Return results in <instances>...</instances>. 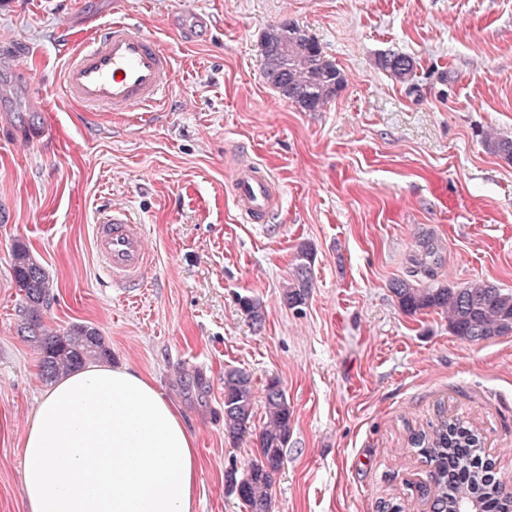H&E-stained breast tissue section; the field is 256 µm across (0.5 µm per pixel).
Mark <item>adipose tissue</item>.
I'll use <instances>...</instances> for the list:
<instances>
[{
    "instance_id": "1",
    "label": "adipose tissue",
    "mask_w": 512,
    "mask_h": 512,
    "mask_svg": "<svg viewBox=\"0 0 512 512\" xmlns=\"http://www.w3.org/2000/svg\"><path fill=\"white\" fill-rule=\"evenodd\" d=\"M24 512H194L201 457L143 374L95 364L58 379L22 441Z\"/></svg>"
}]
</instances>
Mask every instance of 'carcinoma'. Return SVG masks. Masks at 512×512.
Listing matches in <instances>:
<instances>
[{
  "label": "carcinoma",
  "mask_w": 512,
  "mask_h": 512,
  "mask_svg": "<svg viewBox=\"0 0 512 512\" xmlns=\"http://www.w3.org/2000/svg\"><path fill=\"white\" fill-rule=\"evenodd\" d=\"M263 74L279 95L308 112H316L344 86L336 65L325 59L316 39L293 22L283 21L267 29L262 37ZM378 66L396 81L407 84L414 77V60L406 55L388 54L378 58ZM485 144L512 161V139L490 135ZM417 270L435 279L439 265L437 245L429 238L420 242L412 259ZM313 250L299 247L296 262L284 288L288 307L301 309L311 291ZM13 274L25 306L20 333L39 354L41 377L52 381L77 371L89 363L111 357L99 330L75 324L63 333L46 329L41 310L50 301V280L28 249L16 245L12 253ZM392 291L400 308L415 314L439 310L448 317V328L462 340L480 342L512 335V289L478 281L462 286L438 284L421 286L399 280ZM241 306L256 324L263 321V306L245 298ZM255 392L251 376L240 369L224 372V434L231 440L243 437L253 418ZM291 407L279 381L269 380L264 393V419L255 433L256 453L242 476L231 470L226 478L245 512H272L273 478L284 462L288 445ZM411 444L434 466L433 487L424 495L435 498V512H457L471 505L479 512H512V496L499 489L495 462L483 456V436L473 424L440 413L436 422L411 437Z\"/></svg>",
  "instance_id": "cac0c4a2"
}]
</instances>
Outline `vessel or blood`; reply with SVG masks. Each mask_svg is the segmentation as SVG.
<instances>
[{"mask_svg":"<svg viewBox=\"0 0 512 512\" xmlns=\"http://www.w3.org/2000/svg\"><path fill=\"white\" fill-rule=\"evenodd\" d=\"M175 73L173 55L126 18L99 27L73 48L62 74L63 95L90 109L145 111L169 97ZM231 189L243 221L263 223L276 204L274 183L257 161L235 167ZM93 239L97 262L112 287L141 280L152 263L145 227L128 207L105 206L95 219Z\"/></svg>","mask_w":512,"mask_h":512,"instance_id":"b4317fda","label":"vessel or blood"}]
</instances>
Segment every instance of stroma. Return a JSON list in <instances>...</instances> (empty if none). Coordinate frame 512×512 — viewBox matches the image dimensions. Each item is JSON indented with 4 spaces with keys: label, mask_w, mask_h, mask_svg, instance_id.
Returning <instances> with one entry per match:
<instances>
[{
    "label": "stroma",
    "mask_w": 512,
    "mask_h": 512,
    "mask_svg": "<svg viewBox=\"0 0 512 512\" xmlns=\"http://www.w3.org/2000/svg\"><path fill=\"white\" fill-rule=\"evenodd\" d=\"M121 17L179 60L169 102L90 112L67 101L69 47ZM292 21L345 77L316 112L263 76L261 37ZM0 512H23L21 438L49 384L19 334L15 245L45 268L50 330L96 327L111 365L149 375L198 441L197 512H243L225 475L254 456L264 389L292 410L272 512H429L431 467L409 442L438 407L471 422L512 478V336L470 343L437 310L404 313L420 238L440 246L437 280L512 289V163L485 135L512 138V0H0ZM413 58L412 84L377 60ZM45 126L43 142L27 140ZM280 192L266 224L232 201L239 155ZM146 226L153 263L129 292L98 269L104 204ZM314 250L302 310L283 289L301 245ZM260 300L253 324L241 299ZM247 371L251 434L224 436V372Z\"/></svg>",
    "instance_id": "obj_1"
}]
</instances>
